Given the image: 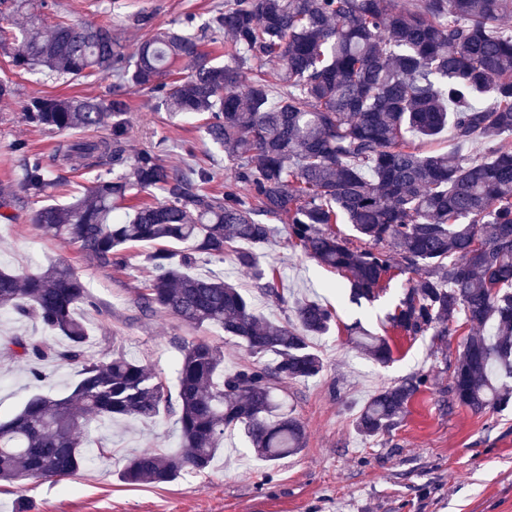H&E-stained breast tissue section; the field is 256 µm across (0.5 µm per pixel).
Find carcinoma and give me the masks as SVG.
Segmentation results:
<instances>
[{
  "instance_id": "carcinoma-1",
  "label": "carcinoma",
  "mask_w": 512,
  "mask_h": 512,
  "mask_svg": "<svg viewBox=\"0 0 512 512\" xmlns=\"http://www.w3.org/2000/svg\"><path fill=\"white\" fill-rule=\"evenodd\" d=\"M39 6L45 3L0 0L1 16H28L12 30L0 27V46L11 49L16 67L74 77L112 73L158 90L171 116H205V139L224 151L233 177L214 191L210 169L169 167L142 150L129 171L99 179L65 205L39 209L35 227L103 268L124 266L129 244L158 245L146 257L150 284L136 292L143 315L160 311L218 328L248 357L273 359L226 372L221 347L175 337L173 396L153 368L122 350L101 359L88 353L90 332L76 310L97 304L71 268L21 275L0 269V315L35 320L46 333L6 336L3 350L36 377L46 363L82 367L68 396H34L0 422V481L75 474L89 461L86 418L146 425L163 414L177 417L178 449L146 448L129 458L121 478L131 486L209 470L224 432L236 428L264 462L300 451L305 427L288 410L283 386L323 371L313 339L330 331L332 309L297 299L295 320L276 323L258 316L236 284L190 273L198 261L222 260L230 250L261 296L288 305L277 269L251 250L277 232L267 218L285 223L288 243L305 256L346 272L352 302L374 300L393 270L410 274L388 315L391 328L407 336H446L461 315L490 329L460 345L448 407L478 414L512 402V33L501 25L512 16V0H228L211 18L226 38L222 65L199 35L156 31L147 12L131 17V27L147 36L128 57L112 24L61 21L44 32ZM175 61L188 63L190 73L169 84ZM252 62L272 68L255 70L245 83L243 69ZM127 108L121 94L107 104L34 97L24 116L41 129L73 130L112 115V132L61 146L57 157L120 167L127 164ZM445 129L461 146H493L475 157L425 155L413 146V136ZM18 184L30 197L52 185L40 157H25ZM148 189L165 200L116 214ZM336 224L352 225L357 242L338 235ZM176 242L191 244L177 262L166 249ZM348 336L374 361L392 360L385 337L364 329ZM430 384L422 373L383 387L354 419L355 432L366 439L392 432Z\"/></svg>"
}]
</instances>
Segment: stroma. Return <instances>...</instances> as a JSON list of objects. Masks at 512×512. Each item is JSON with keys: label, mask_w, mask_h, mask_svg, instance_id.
<instances>
[{"label": "stroma", "mask_w": 512, "mask_h": 512, "mask_svg": "<svg viewBox=\"0 0 512 512\" xmlns=\"http://www.w3.org/2000/svg\"><path fill=\"white\" fill-rule=\"evenodd\" d=\"M219 0H58L42 10L44 28L59 17L96 25L118 24L127 51H134L137 35L126 27V16L152 14L158 29L185 28L206 40L219 34L208 27ZM0 80L10 81L13 93L0 99V187L13 184L23 153L47 163L52 181L45 195L22 197L9 218H0V268L34 273L60 263L71 267L99 304L78 307L77 314L91 332L94 353L123 348L128 356L151 365L168 390L177 388L176 351L172 337L204 339L224 348L225 370L235 369L245 350L224 340L223 331L194 328L169 314L143 317L135 293L145 287L150 271L145 262L153 246L129 245L128 264L116 271L90 262L74 245L37 230L36 211L48 204H65L84 195L103 166H59L53 155L60 143L103 135V128L49 132L24 119L26 103L37 96L111 99L123 94L130 108L124 119L131 152L154 151L171 166L196 163L211 168L215 185L231 177L223 154L209 156L199 116L170 117L161 110L156 91L118 86L114 76L49 77L14 66L0 51ZM260 262H273L281 273L280 286L291 298L313 300L336 311V323L314 346L324 370L316 378L288 385V402L306 428L302 451L276 463L257 461L240 431L228 432L224 449L204 474H187L160 486H129L120 470L128 456L146 448H172L178 443L175 417L162 416L148 426L103 427L90 422L85 429L88 447L105 443L107 450L66 480L32 479L23 484L0 483V512H512V405L476 414L465 407L449 408V365L464 340V322L450 326L445 337H409L389 328L391 313L408 285L399 275L384 282L371 302L348 300L344 273L304 257L290 247L287 231L258 248ZM196 275L223 276L254 294L260 315L285 322L287 311L254 293L251 275L236 265L233 254L223 261L199 263ZM360 323L386 336L394 350L389 364L380 365L354 348L345 328ZM429 374L432 385L409 402L391 434L364 440L353 420L379 389L414 373ZM80 379V367L46 365L34 377L25 362L0 353V419L20 412L27 399L41 394L60 398Z\"/></svg>", "instance_id": "obj_1"}]
</instances>
